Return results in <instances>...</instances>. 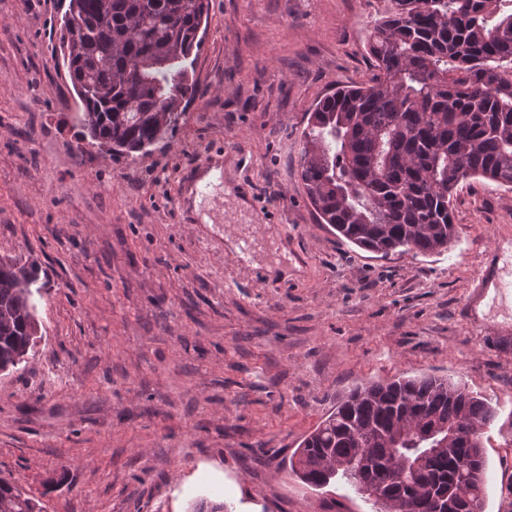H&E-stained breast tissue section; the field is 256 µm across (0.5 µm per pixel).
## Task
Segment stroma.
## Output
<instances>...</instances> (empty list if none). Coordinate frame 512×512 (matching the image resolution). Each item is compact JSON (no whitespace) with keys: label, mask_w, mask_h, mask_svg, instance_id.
I'll use <instances>...</instances> for the list:
<instances>
[{"label":"stroma","mask_w":512,"mask_h":512,"mask_svg":"<svg viewBox=\"0 0 512 512\" xmlns=\"http://www.w3.org/2000/svg\"><path fill=\"white\" fill-rule=\"evenodd\" d=\"M68 4L0 0V258L34 272L41 334L0 373V477L43 512H377L288 459L355 383L425 372L495 407L483 512H512V310L460 315L484 252L512 251V189L461 182L448 251L383 257L299 176L317 100L375 74L386 0H211L195 95L130 157L76 124ZM208 149L253 192L202 200L206 225L181 174Z\"/></svg>","instance_id":"obj_1"}]
</instances>
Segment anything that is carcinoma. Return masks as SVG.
I'll use <instances>...</instances> for the list:
<instances>
[{
	"mask_svg": "<svg viewBox=\"0 0 512 512\" xmlns=\"http://www.w3.org/2000/svg\"><path fill=\"white\" fill-rule=\"evenodd\" d=\"M367 36L378 73L325 94L301 133L300 177L321 223L383 256L448 250L452 198L481 177L512 187V0H388ZM209 0H69L63 45L83 105L82 137L131 155L162 140L196 88L184 62L200 48ZM34 274L0 259V367L15 369L38 330ZM484 399L430 374L362 382L307 434L292 472L313 487L344 482L380 512H436L471 493L483 512ZM471 434L447 448L440 428ZM0 512H42L0 478Z\"/></svg>",
	"mask_w": 512,
	"mask_h": 512,
	"instance_id": "cac0c4a2",
	"label": "carcinoma"
}]
</instances>
